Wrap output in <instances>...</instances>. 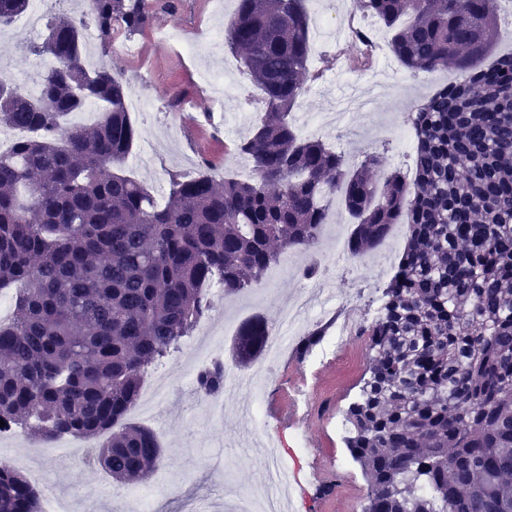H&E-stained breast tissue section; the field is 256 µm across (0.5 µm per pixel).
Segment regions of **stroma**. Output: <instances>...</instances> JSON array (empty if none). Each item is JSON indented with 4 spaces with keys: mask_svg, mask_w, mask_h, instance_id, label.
Instances as JSON below:
<instances>
[{
    "mask_svg": "<svg viewBox=\"0 0 512 512\" xmlns=\"http://www.w3.org/2000/svg\"><path fill=\"white\" fill-rule=\"evenodd\" d=\"M234 10L233 0H224L223 11H216L213 0H181L176 13H158L150 29L133 37L117 36L108 60L113 71L122 74L131 97L153 103L151 113L131 112L136 130L132 151L121 167L123 175L144 185L157 199L169 190L170 174L195 177L202 160L211 161L217 175L236 176V145L248 136L254 123H245L236 137H225L210 120L214 97L199 80L202 67L238 62L229 46L212 48L207 40L214 27L227 26ZM42 32L11 26L0 35V63L14 73L39 67L40 61L25 52L26 45L41 42ZM193 42L194 54H187L183 41ZM135 53H128L126 45ZM310 67L317 73L308 80L299 104L310 112L344 109L356 113L353 133L337 136L335 131H319L325 143L343 151L354 148L374 152L382 159V173L415 170V158L399 155L397 144L380 138V129L390 126L400 113L409 110L435 85L452 79L448 70L430 75L423 84L403 75L398 86L365 101L350 96L344 70H360V53L353 40L341 49L314 50ZM335 245L323 237L316 252H296V265L286 268L281 278L267 280L253 290L225 299V312L234 315L237 326L261 317L277 319V304L299 290L304 271L321 263ZM385 281L368 257L352 259L351 267L339 273L333 284L336 303L347 305L356 324L371 321ZM317 326L304 327L298 339L300 350L281 360L261 392L262 417L254 419L237 408L231 397H224L222 413L211 412L200 400L194 386L188 385L181 364L167 358L175 375V389L162 408L160 421H147V428L158 437L165 458L157 477L168 478L173 486L161 503L160 512H224V498L230 488L248 489L264 481V458L258 451H242L229 436L240 429H256L265 421L287 456L296 479L293 486V512H361L365 503L366 480L336 432L357 392V385L368 365L364 337L352 336L334 354L306 364L301 351L313 341ZM298 407L300 417L287 422L289 407ZM303 443H296V434ZM50 485L71 499L75 512H113L112 478L96 464H86L57 456L54 448L44 447L39 459Z\"/></svg>",
    "mask_w": 512,
    "mask_h": 512,
    "instance_id": "35a3bbf8",
    "label": "stroma"
}]
</instances>
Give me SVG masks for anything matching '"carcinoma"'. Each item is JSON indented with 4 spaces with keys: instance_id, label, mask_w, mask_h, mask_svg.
Instances as JSON below:
<instances>
[{
    "instance_id": "1",
    "label": "carcinoma",
    "mask_w": 512,
    "mask_h": 512,
    "mask_svg": "<svg viewBox=\"0 0 512 512\" xmlns=\"http://www.w3.org/2000/svg\"><path fill=\"white\" fill-rule=\"evenodd\" d=\"M29 0H0L8 26ZM500 0H358L391 32L412 73L455 79L410 110L413 181L373 179L300 137L292 109L312 55L304 0H238L225 41L264 94L265 112L237 146L255 178L170 174L167 201L118 174L135 130L130 91L103 60L85 61L84 31L102 55L117 35L150 27L180 0H89L46 22L29 53L52 65L32 98L13 92L0 127L27 132L0 153V290L15 292L0 323V420L48 443L98 440L96 461L125 483L164 459L128 420L147 373L180 350L213 309L260 284L290 250L317 249L339 197L351 252L380 245L395 224L407 246L359 328L371 352L344 437L367 477L374 512H512V52L492 62ZM99 105L91 124L72 117ZM264 321L245 326L241 356ZM225 368L200 369L197 391L224 393ZM0 512H40L27 477L0 463Z\"/></svg>"
}]
</instances>
